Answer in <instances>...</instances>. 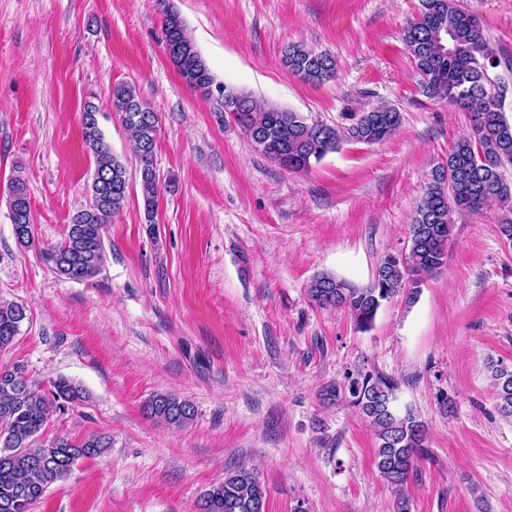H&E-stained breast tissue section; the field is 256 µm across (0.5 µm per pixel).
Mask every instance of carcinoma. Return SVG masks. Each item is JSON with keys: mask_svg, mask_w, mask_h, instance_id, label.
Listing matches in <instances>:
<instances>
[{"mask_svg": "<svg viewBox=\"0 0 512 512\" xmlns=\"http://www.w3.org/2000/svg\"><path fill=\"white\" fill-rule=\"evenodd\" d=\"M418 16L402 31V40L420 75V89L430 98L467 112L470 134L455 142L448 158L436 165L409 225L407 251L380 259L371 281L356 286L333 274L315 276L308 285L314 303L323 309L347 311L357 328H372L383 302L403 288L414 299L423 278L442 269L446 256L439 243L450 239L454 219L461 212H476L512 200V183L504 170L512 166V122L498 106L500 94L489 70L499 61L479 20L460 0H419ZM165 51L182 80L194 91L209 94L216 87L228 112L247 137L270 158L288 155V169L304 171L338 149L340 142L382 141L395 133L400 112L380 107L362 112L340 130L323 122H309L299 112L265 105L254 97L225 86L214 77L187 31L185 20L167 5L163 11ZM282 63L306 82L321 84L336 73L335 59L301 43L282 50ZM112 111L130 132L140 162L146 223H154L159 202V177L153 158L159 117L143 116V101L136 89L120 84L112 88ZM98 108L84 104L82 139L94 160L92 203L72 215L64 240L45 251L57 273L75 282L98 277L106 261L104 227L126 200L128 170L112 152L98 122ZM9 208L14 234L22 245L34 243L30 198L19 175L9 185ZM26 318L25 308L0 302V352L10 348ZM499 416L512 421V364L489 361ZM398 383L370 373L347 377V384L332 383L324 398L335 400L348 393L374 429L378 440L375 460L381 476L402 488L415 463L425 453L427 425L412 410L395 408ZM89 395L64 376L45 390L30 380L25 367L0 368V512H33L49 486L65 479L81 459L95 458L112 447L110 436L99 433L79 441L59 437L48 443L40 432L50 417ZM147 414L169 426L181 427L195 415L194 404L170 392H156L146 402ZM265 489L256 472L238 467L224 481L210 486L200 499L199 512H265Z\"/></svg>", "mask_w": 512, "mask_h": 512, "instance_id": "obj_1", "label": "carcinoma"}]
</instances>
